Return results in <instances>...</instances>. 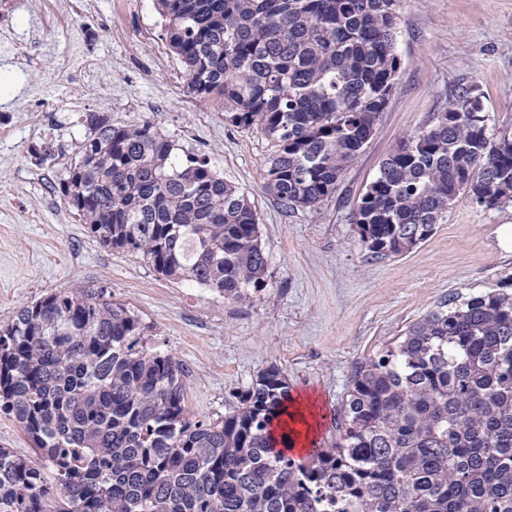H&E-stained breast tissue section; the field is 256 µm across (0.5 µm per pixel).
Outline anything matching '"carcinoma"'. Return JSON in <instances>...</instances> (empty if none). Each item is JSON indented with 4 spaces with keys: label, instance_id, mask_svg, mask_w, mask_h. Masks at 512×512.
I'll list each match as a JSON object with an SVG mask.
<instances>
[{
    "label": "carcinoma",
    "instance_id": "obj_1",
    "mask_svg": "<svg viewBox=\"0 0 512 512\" xmlns=\"http://www.w3.org/2000/svg\"><path fill=\"white\" fill-rule=\"evenodd\" d=\"M398 0H156L190 94L275 143L266 190L318 211L395 91ZM59 193L105 247L246 304L268 259L248 196L147 121L87 112ZM461 194L512 202V134L474 86L401 139L355 208L372 257L427 240ZM180 363L105 287L75 286L0 325V412L40 461L0 447V512H512V276L446 298L358 363L329 448L270 431L271 366L216 419L185 408Z\"/></svg>",
    "mask_w": 512,
    "mask_h": 512
}]
</instances>
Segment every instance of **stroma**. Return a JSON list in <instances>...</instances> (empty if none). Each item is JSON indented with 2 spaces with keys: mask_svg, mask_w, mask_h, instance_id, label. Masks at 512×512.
Wrapping results in <instances>:
<instances>
[{
  "mask_svg": "<svg viewBox=\"0 0 512 512\" xmlns=\"http://www.w3.org/2000/svg\"><path fill=\"white\" fill-rule=\"evenodd\" d=\"M95 5L64 40L44 29L42 0H27L9 24L8 44L0 43V76L10 80L0 112L13 117L0 148V322L51 291L107 287L183 367L192 418L224 415L233 392L276 365L292 393L317 398L324 419L315 445L330 447L358 362L441 300L496 288L512 275V252L496 239L500 225L512 224V203L488 209L459 195L426 241L396 257L370 256L350 220L398 141L429 127L455 89L476 86L490 134L512 133V0H399L397 87L316 213L286 208L266 192L274 148L262 133L232 126L219 105L190 94L154 0ZM112 22L118 31H109ZM73 40L88 52L67 69ZM38 97L55 106L41 134L27 123ZM83 112L107 113L116 124L150 120L178 153L207 158L248 195L268 256L267 285L251 303L165 278L88 234L56 191L84 136ZM45 144L56 159L41 165L32 150Z\"/></svg>",
  "mask_w": 512,
  "mask_h": 512,
  "instance_id": "35a3bbf8",
  "label": "stroma"
}]
</instances>
